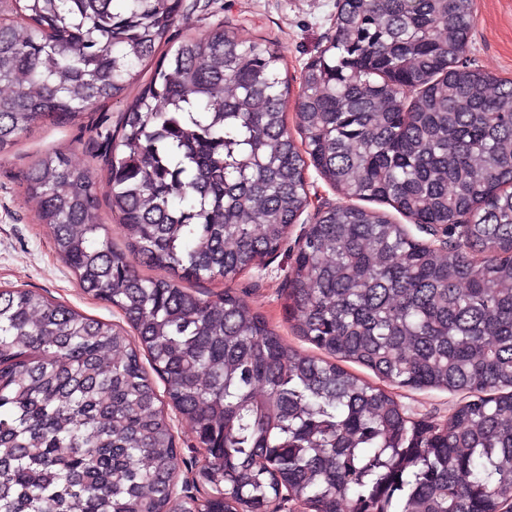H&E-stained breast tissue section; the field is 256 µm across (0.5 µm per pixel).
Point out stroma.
<instances>
[{"label": "stroma", "mask_w": 512, "mask_h": 512, "mask_svg": "<svg viewBox=\"0 0 512 512\" xmlns=\"http://www.w3.org/2000/svg\"><path fill=\"white\" fill-rule=\"evenodd\" d=\"M186 11L172 33L173 41L184 36L202 37L217 25L234 27L239 38L272 41L284 63L280 73L292 90L286 99L288 128H295L301 72L326 45L333 31L336 0H184ZM475 24L466 58L474 66L512 82V0H474ZM90 133L78 127L44 124L36 127L10 152L0 156V287L26 288L65 302L78 312L118 326L121 312L85 294L73 272L58 257L47 225L41 224L37 207L24 195V180L33 161L47 151L70 150L74 164H92L97 182H104L101 164L88 154ZM304 212L292 225L288 241L278 255L262 267L243 274L235 283L240 298L262 315L291 346L314 353V346L296 336L285 310V275L297 250V241L310 223ZM392 395L407 417L444 422L463 401L462 394L445 389L395 387Z\"/></svg>", "instance_id": "stroma-1"}]
</instances>
